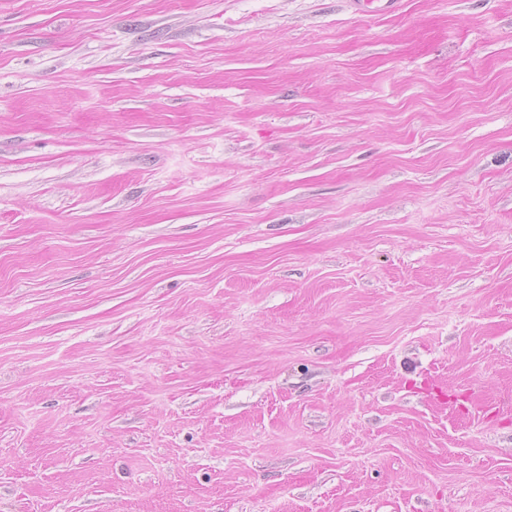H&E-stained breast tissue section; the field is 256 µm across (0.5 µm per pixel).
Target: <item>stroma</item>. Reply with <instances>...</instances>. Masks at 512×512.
I'll list each match as a JSON object with an SVG mask.
<instances>
[{
	"instance_id": "35a3bbf8",
	"label": "stroma",
	"mask_w": 512,
	"mask_h": 512,
	"mask_svg": "<svg viewBox=\"0 0 512 512\" xmlns=\"http://www.w3.org/2000/svg\"><path fill=\"white\" fill-rule=\"evenodd\" d=\"M0 512H512V0H0Z\"/></svg>"
}]
</instances>
